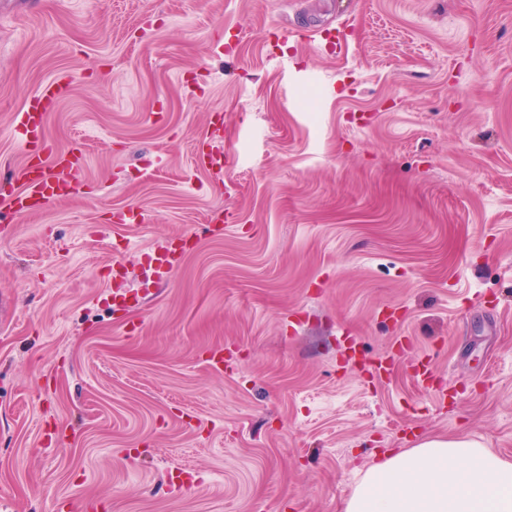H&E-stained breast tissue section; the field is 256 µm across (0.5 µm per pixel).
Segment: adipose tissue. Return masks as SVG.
<instances>
[{
  "instance_id": "adipose-tissue-1",
  "label": "adipose tissue",
  "mask_w": 512,
  "mask_h": 512,
  "mask_svg": "<svg viewBox=\"0 0 512 512\" xmlns=\"http://www.w3.org/2000/svg\"><path fill=\"white\" fill-rule=\"evenodd\" d=\"M339 512H512V460L465 436H429L369 466Z\"/></svg>"
}]
</instances>
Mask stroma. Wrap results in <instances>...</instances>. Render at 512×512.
Segmentation results:
<instances>
[{"mask_svg":"<svg viewBox=\"0 0 512 512\" xmlns=\"http://www.w3.org/2000/svg\"><path fill=\"white\" fill-rule=\"evenodd\" d=\"M60 76L79 186L0 203V512H337L426 435L512 458V0H0L1 177ZM190 236L179 235L157 248L154 257V275L158 280L169 277L180 265Z\"/></svg>","mask_w":512,"mask_h":512,"instance_id":"35a3bbf8","label":"stroma"}]
</instances>
